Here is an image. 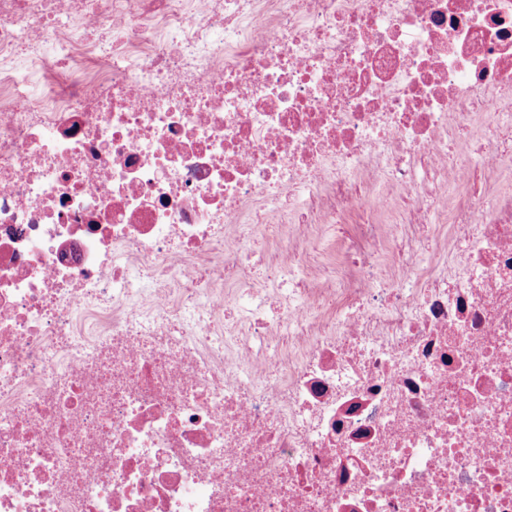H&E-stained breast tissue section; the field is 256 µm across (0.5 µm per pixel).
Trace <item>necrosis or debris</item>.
I'll return each mask as SVG.
<instances>
[{
    "label": "necrosis or debris",
    "mask_w": 512,
    "mask_h": 512,
    "mask_svg": "<svg viewBox=\"0 0 512 512\" xmlns=\"http://www.w3.org/2000/svg\"><path fill=\"white\" fill-rule=\"evenodd\" d=\"M511 159L512 0H0V512H512Z\"/></svg>",
    "instance_id": "4bbe7bcc"
}]
</instances>
